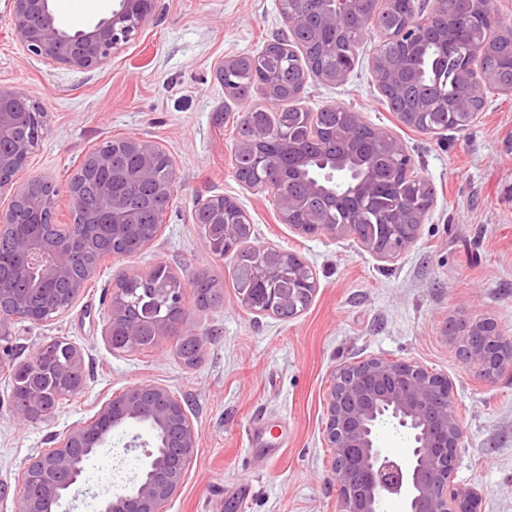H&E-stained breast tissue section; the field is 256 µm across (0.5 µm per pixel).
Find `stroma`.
<instances>
[{
	"label": "stroma",
	"instance_id": "obj_1",
	"mask_svg": "<svg viewBox=\"0 0 512 512\" xmlns=\"http://www.w3.org/2000/svg\"><path fill=\"white\" fill-rule=\"evenodd\" d=\"M12 8L11 0H0V85L47 112L16 185L52 182L58 221L68 223L69 180L91 150L117 136L157 143L172 159L177 183L162 234L149 249L105 261L65 312L12 325L10 350L0 355V512H13L32 459L141 382L178 397L197 439L166 512H336L331 453L322 440L324 397L336 368L372 357L409 360L448 376L465 426L456 482L479 495L480 512H512V375L483 378L446 333L449 323L487 318L512 336V96H488L462 131L402 125L373 76V31L345 82L308 78L298 107L335 104L391 131L433 190L416 243L383 261L350 238L303 237L280 223L270 192L235 177L231 118L245 106L225 92L217 67L261 52L285 32L278 0H157L150 22L88 72L30 58L12 35ZM219 196L250 215L252 244L294 252L316 273L319 289L300 315L284 321L242 306L231 258L208 253L195 222L197 203ZM159 262L187 276L205 271L223 287L221 306L191 314L204 338L201 361L191 369L174 346L121 351L104 334L119 276ZM57 337L81 349L84 388L48 419L18 424L7 368ZM141 431L126 423L110 433L85 474L98 484L97 497H66L63 512H98L103 497L123 489L141 456L124 445Z\"/></svg>",
	"mask_w": 512,
	"mask_h": 512
}]
</instances>
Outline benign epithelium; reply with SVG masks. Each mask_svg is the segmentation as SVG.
<instances>
[{
    "instance_id": "obj_1",
    "label": "benign epithelium",
    "mask_w": 512,
    "mask_h": 512,
    "mask_svg": "<svg viewBox=\"0 0 512 512\" xmlns=\"http://www.w3.org/2000/svg\"><path fill=\"white\" fill-rule=\"evenodd\" d=\"M11 27L15 40L29 55L44 63H61L74 70L89 71L106 64L122 44L136 35L155 14L156 0H119L108 18L85 29L66 31L55 22L52 0H12ZM435 15L426 18L413 12L409 26L398 39L409 41L434 24ZM39 108L22 93L0 85V144L12 139ZM252 129L251 147H264L270 129L261 113L247 117ZM129 148L143 156L142 166L124 175L133 183L157 182L161 197L173 195L177 174L167 181L157 180L153 160L164 150L139 137L127 138ZM18 155L0 153V197L10 193L7 208L0 209V233L9 224H25L32 218L47 224V229L19 237L16 250L18 275L32 289H52L73 282V290L83 284L72 281L76 257L83 253L82 236L69 238L67 224H56L47 201L53 189L40 191L14 187ZM112 153L99 147L87 156V169L102 171L95 183V203L89 205L82 194V176L68 185L73 222L87 224L98 234L103 229L124 233L140 241L130 253L135 257L150 248L160 236L165 215H160L154 232L139 231V219L123 196L112 188ZM248 187L267 190L276 196L279 221L306 237L353 238L366 251L382 260H394L419 237L424 215L408 223L397 213L393 223L363 235L353 217L358 204L377 191L375 165L366 160L356 173L353 196L357 205H348L349 219L339 224H299L295 215L306 208L305 200L289 196L283 188L250 183ZM198 210L212 213L218 232L205 233V248L213 253L216 244L242 242L239 225L216 218L224 210V200H208ZM277 254L288 264V287L279 288L281 266L270 262V251L261 250L255 258L267 262L263 276L239 289L241 304L257 314L274 315L288 307L294 310L311 300L319 288L312 269L295 253L279 249ZM5 288L0 284V338L8 340L10 324L20 316L33 322L43 318L21 302L4 303ZM126 289L112 290L108 304L105 336L115 349L125 350L148 341L153 349L162 347L171 336L177 344L189 343L196 353L203 350V338L185 321L178 330L172 322L146 311L138 321L127 319ZM462 335L461 350L469 365H476L485 378L512 371V337L499 332L496 324L479 320L459 326L448 323V335ZM70 379L69 389L77 392L84 383V359L72 346L70 359L61 370ZM63 396L53 399L34 385L13 402L21 424L48 418ZM326 422L323 440L331 449V469L338 492L337 512H384L386 502L400 499L404 512H477L478 497L455 483L457 451L464 436L462 414L453 399L452 383L412 361L373 357L337 368L325 399ZM148 428L153 449L144 452L139 481L103 502L99 512H165L167 503L180 492L196 450L193 424L181 401L167 388L153 383L131 386L105 402L94 424H80L67 431L52 450L39 455L24 470L22 491L15 501V512H53L81 480L85 465L106 442L110 432L126 422ZM407 434L406 455L400 457L382 448L378 431L387 426Z\"/></svg>"
}]
</instances>
